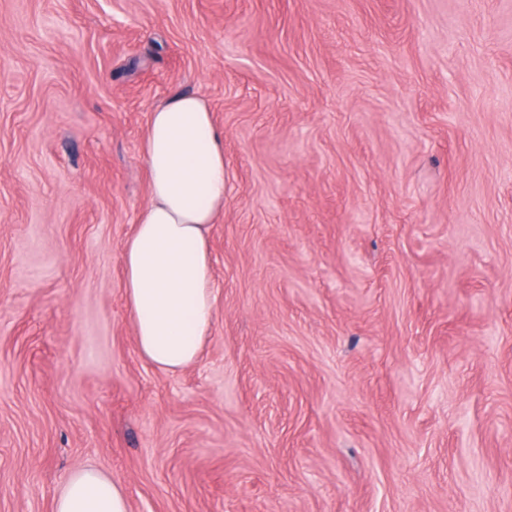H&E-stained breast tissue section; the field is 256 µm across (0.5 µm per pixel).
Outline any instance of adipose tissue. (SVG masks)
Masks as SVG:
<instances>
[{
    "instance_id": "1",
    "label": "adipose tissue",
    "mask_w": 512,
    "mask_h": 512,
    "mask_svg": "<svg viewBox=\"0 0 512 512\" xmlns=\"http://www.w3.org/2000/svg\"><path fill=\"white\" fill-rule=\"evenodd\" d=\"M150 191L122 247L124 296L140 356L168 372L195 364L215 313L209 230L224 212V134L207 101L177 94L150 115L142 142ZM53 512H128L103 473L72 474Z\"/></svg>"
}]
</instances>
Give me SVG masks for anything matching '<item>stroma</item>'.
<instances>
[{"mask_svg": "<svg viewBox=\"0 0 512 512\" xmlns=\"http://www.w3.org/2000/svg\"><path fill=\"white\" fill-rule=\"evenodd\" d=\"M229 191L199 360L122 244L157 103ZM512 512V0H0V512ZM53 512H129L123 488L103 473L72 474L56 497Z\"/></svg>", "mask_w": 512, "mask_h": 512, "instance_id": "stroma-1", "label": "stroma"}]
</instances>
